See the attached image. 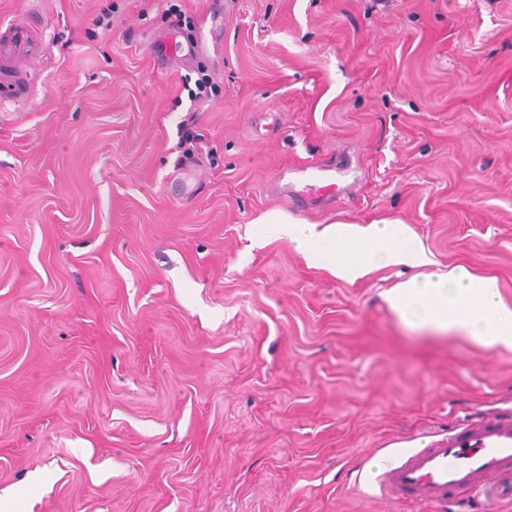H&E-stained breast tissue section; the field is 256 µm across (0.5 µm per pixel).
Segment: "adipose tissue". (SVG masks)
Instances as JSON below:
<instances>
[{
	"mask_svg": "<svg viewBox=\"0 0 512 512\" xmlns=\"http://www.w3.org/2000/svg\"><path fill=\"white\" fill-rule=\"evenodd\" d=\"M262 221L276 225L311 261L350 282L377 269L430 262L425 249L394 221L334 222L315 230L279 211ZM386 300L406 327L453 333L487 349L512 348V309L500 302L488 280L466 268L403 281Z\"/></svg>",
	"mask_w": 512,
	"mask_h": 512,
	"instance_id": "ef3b65f1",
	"label": "adipose tissue"
}]
</instances>
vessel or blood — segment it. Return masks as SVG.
<instances>
[{"instance_id":"vessel-or-blood-1","label":"vessel or blood","mask_w":512,"mask_h":512,"mask_svg":"<svg viewBox=\"0 0 512 512\" xmlns=\"http://www.w3.org/2000/svg\"><path fill=\"white\" fill-rule=\"evenodd\" d=\"M42 36L28 23H0V104L28 106L32 67L44 57ZM301 196L332 199L339 191L328 165L306 169ZM370 483L396 501L448 508L512 503V419L483 417L420 448H408L373 472Z\"/></svg>"}]
</instances>
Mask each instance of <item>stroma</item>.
Instances as JSON below:
<instances>
[{
    "mask_svg": "<svg viewBox=\"0 0 512 512\" xmlns=\"http://www.w3.org/2000/svg\"><path fill=\"white\" fill-rule=\"evenodd\" d=\"M173 5L222 28L162 65ZM32 17L36 97L0 108V512H414L354 468L512 417V349L384 301L463 266L512 308V0H0ZM324 163L340 195L295 200ZM270 211L396 219L431 262L341 281Z\"/></svg>",
    "mask_w": 512,
    "mask_h": 512,
    "instance_id": "stroma-1",
    "label": "stroma"
}]
</instances>
